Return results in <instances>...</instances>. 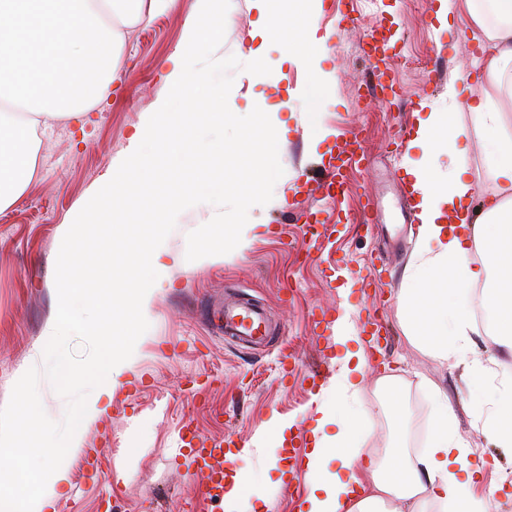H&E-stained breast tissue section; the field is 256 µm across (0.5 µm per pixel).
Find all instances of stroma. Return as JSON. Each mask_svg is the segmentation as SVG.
Returning a JSON list of instances; mask_svg holds the SVG:
<instances>
[{"label":"stroma","mask_w":512,"mask_h":512,"mask_svg":"<svg viewBox=\"0 0 512 512\" xmlns=\"http://www.w3.org/2000/svg\"><path fill=\"white\" fill-rule=\"evenodd\" d=\"M435 0H324L318 20L330 34L320 61L334 76L324 90L321 123L328 134L312 144L303 103L293 92L309 84L300 65L284 63L285 43L267 47L270 74L233 71L228 104L232 111L260 107L272 121L287 122L284 173L276 187L284 206H257L250 219L270 234H247L223 262L173 273L174 286L155 300L154 320L129 359V381L83 436L85 465L66 456L71 487L53 512H178L193 500L195 512H230L209 500L201 477L188 467L181 446L184 423L207 439L251 446L243 466L248 496L262 497L267 512H299L308 477L284 471L271 448L253 444L273 420L288 421L289 446L307 443V423L320 402L331 398L336 356L357 350L356 336L369 318L384 326L388 340L370 353L364 391L347 407L362 411L365 447L383 449L402 436L412 455L425 449L435 417L427 382L448 393L458 436L473 450L472 462H497L495 478L512 473V447L481 435L484 412L507 377L512 348L499 344L488 323L477 321L471 335L476 357L492 359L494 371L473 383L464 365L440 363L407 338L396 296L414 250L416 235L404 221L401 196L408 192L404 169L423 156L421 148L399 143L413 129L419 107L445 110L448 92L459 102L471 93L461 76L473 73L478 42L467 19L442 28ZM197 0H174L153 19L125 31L123 66L104 98L90 112L50 121L41 136L35 177L17 202L0 213V407L33 365L44 330L57 312L54 257L59 239L77 208L119 164L135 128L165 92L171 70L191 28ZM256 20L250 0H230L219 58H244ZM393 26L388 74L398 92L395 108L364 96L369 63L365 35L376 25ZM362 131L366 158L344 170L347 192L334 200L323 183L324 166L354 131ZM328 230L312 248L296 245L304 225ZM248 303L266 310L270 334L260 343L224 336V308ZM347 316L353 337L336 345L333 325ZM322 367L325 377L309 389L304 377ZM395 368V391L383 395L375 382L384 367ZM137 456H128L129 444Z\"/></svg>","instance_id":"1"}]
</instances>
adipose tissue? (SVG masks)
Returning a JSON list of instances; mask_svg holds the SVG:
<instances>
[{
    "label": "adipose tissue",
    "mask_w": 512,
    "mask_h": 512,
    "mask_svg": "<svg viewBox=\"0 0 512 512\" xmlns=\"http://www.w3.org/2000/svg\"><path fill=\"white\" fill-rule=\"evenodd\" d=\"M174 0H0V100L24 117L0 109V212L24 194L37 169L39 141L29 131L48 120L89 111L121 66L123 30L145 12ZM257 20L246 51L254 67L265 64L273 34L287 33V62L308 64L324 56L327 35L313 23L322 0H251ZM467 14L484 34L474 60L480 85L470 110L474 129L458 121L450 100L443 112L418 115L413 143L429 155L407 166L418 220L413 258L397 294L408 339L434 359L460 360L471 343L472 315L465 291L483 282L494 335L512 347V0H437L435 15L447 23ZM477 131L495 198L475 206L459 140ZM336 396L311 415L312 474L300 512H488L505 485L471 468V446L455 432L448 396L435 383L429 393L436 420L427 451L409 461L402 447L378 460L361 448L358 417L345 413L369 366L365 350L338 358ZM335 434H327L329 425ZM482 434L512 447V381L503 383L488 409ZM335 460V471L324 470ZM69 486L67 468H55L48 484L26 482L18 467H0V512H46Z\"/></svg>",
    "instance_id": "ef3b65f1"
}]
</instances>
